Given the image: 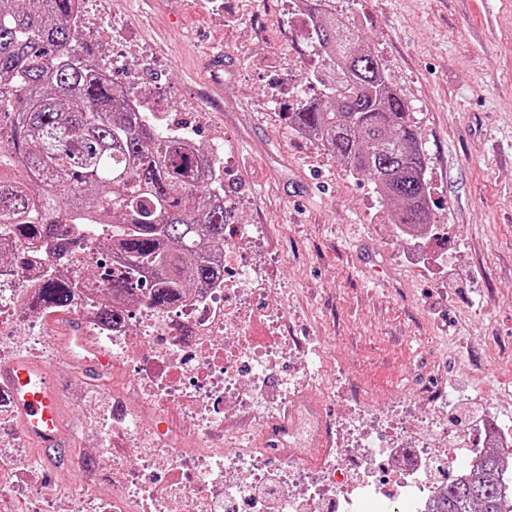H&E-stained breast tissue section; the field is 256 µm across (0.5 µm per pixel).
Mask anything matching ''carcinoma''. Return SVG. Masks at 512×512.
<instances>
[{
  "label": "carcinoma",
  "mask_w": 512,
  "mask_h": 512,
  "mask_svg": "<svg viewBox=\"0 0 512 512\" xmlns=\"http://www.w3.org/2000/svg\"><path fill=\"white\" fill-rule=\"evenodd\" d=\"M317 62L288 123L329 148L344 169L367 178L390 221L432 223L427 157L412 112L365 49V36L335 0H294ZM76 0H0V227L26 256L72 258L74 228L112 225V271L83 266L44 275L35 303L68 310L85 284L109 290L100 318L117 321L139 300L164 309L192 288L224 279V182L206 146L164 132L96 72L77 45ZM500 452H485L468 479L450 480L434 512H512L495 481Z\"/></svg>",
  "instance_id": "1"
}]
</instances>
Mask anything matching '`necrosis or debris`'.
Returning a JSON list of instances; mask_svg holds the SVG:
<instances>
[{"label":"necrosis or debris","mask_w":512,"mask_h":512,"mask_svg":"<svg viewBox=\"0 0 512 512\" xmlns=\"http://www.w3.org/2000/svg\"><path fill=\"white\" fill-rule=\"evenodd\" d=\"M242 236L240 225L227 226L220 287L171 309L131 305L107 324L91 312L101 291L88 283L73 311L129 370L124 389H100L82 404L92 425L83 450L98 463L78 490L25 468L0 392V499L19 500L25 512H323L328 501L336 512H431L442 484L423 477V464L452 479L469 474L468 457L437 454L438 439H465L440 426L443 386L421 393L416 418L430 432L410 443L399 422L369 416L356 432L337 429L335 457L312 464L308 449L292 446V428L269 402L295 399L308 346L289 333L272 289L256 283ZM46 264L0 269V351L27 346L43 320L30 301ZM257 319L260 341L248 333ZM173 404L180 426L153 427Z\"/></svg>","instance_id":"1"}]
</instances>
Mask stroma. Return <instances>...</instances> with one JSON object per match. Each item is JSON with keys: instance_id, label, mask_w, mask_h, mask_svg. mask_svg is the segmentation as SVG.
Returning <instances> with one entry per match:
<instances>
[{"instance_id": "obj_1", "label": "stroma", "mask_w": 512, "mask_h": 512, "mask_svg": "<svg viewBox=\"0 0 512 512\" xmlns=\"http://www.w3.org/2000/svg\"><path fill=\"white\" fill-rule=\"evenodd\" d=\"M410 105L427 155L428 262L370 181L298 138L287 114L313 55L290 0H103L91 26L148 58L164 122L224 142V200L336 395L291 403L297 445L359 400L382 417L435 383L449 428L481 402L512 419V0H336ZM466 446V447H467Z\"/></svg>"}]
</instances>
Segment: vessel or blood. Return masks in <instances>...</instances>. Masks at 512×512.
<instances>
[{
	"label": "vessel or blood",
	"instance_id": "vessel-or-blood-1",
	"mask_svg": "<svg viewBox=\"0 0 512 512\" xmlns=\"http://www.w3.org/2000/svg\"><path fill=\"white\" fill-rule=\"evenodd\" d=\"M66 344L81 350L86 373L96 377L109 369L107 353L90 344L80 326H71ZM54 371V365L26 357L0 363V389L11 401L22 433L44 451L64 446L63 417L77 405L74 395L57 383Z\"/></svg>",
	"mask_w": 512,
	"mask_h": 512
}]
</instances>
